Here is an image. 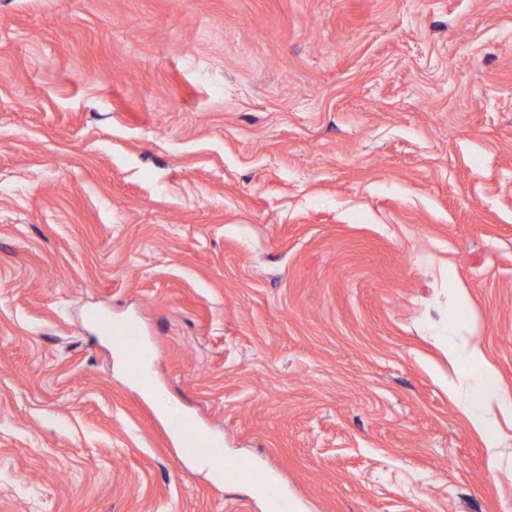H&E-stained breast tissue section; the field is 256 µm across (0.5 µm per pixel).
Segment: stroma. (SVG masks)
Returning <instances> with one entry per match:
<instances>
[{
  "mask_svg": "<svg viewBox=\"0 0 512 512\" xmlns=\"http://www.w3.org/2000/svg\"><path fill=\"white\" fill-rule=\"evenodd\" d=\"M485 371L512 0H0V512H270L184 417L294 512H512ZM95 322L121 352L131 375L148 386L150 373L144 363L143 345L136 331L131 327L112 323V317L108 315L97 316ZM488 375L480 377L478 387L469 398L464 401V409L473 424L483 429L489 422V411L494 404L504 403L508 399ZM172 429L184 447L191 448L192 452H197V455L210 463L214 469L222 472L236 470L234 462L224 457V448L219 442L212 441L206 445L198 444L197 439L201 435L202 429L195 420L186 419L175 424ZM201 461L206 463L204 460Z\"/></svg>",
  "mask_w": 512,
  "mask_h": 512,
  "instance_id": "35a3bbf8",
  "label": "stroma"
}]
</instances>
